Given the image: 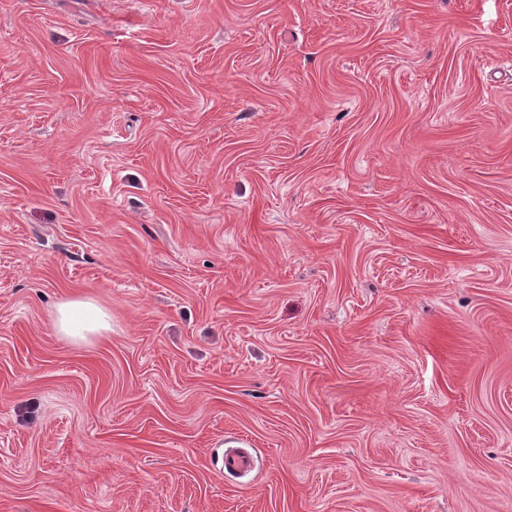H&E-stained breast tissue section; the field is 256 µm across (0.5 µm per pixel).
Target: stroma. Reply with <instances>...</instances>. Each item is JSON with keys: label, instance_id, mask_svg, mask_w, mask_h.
Listing matches in <instances>:
<instances>
[{"label": "stroma", "instance_id": "obj_1", "mask_svg": "<svg viewBox=\"0 0 512 512\" xmlns=\"http://www.w3.org/2000/svg\"><path fill=\"white\" fill-rule=\"evenodd\" d=\"M0 512H512V0H0ZM54 328L69 341L104 336L112 330L108 313L95 302L83 299L60 302L54 315Z\"/></svg>", "mask_w": 512, "mask_h": 512}]
</instances>
